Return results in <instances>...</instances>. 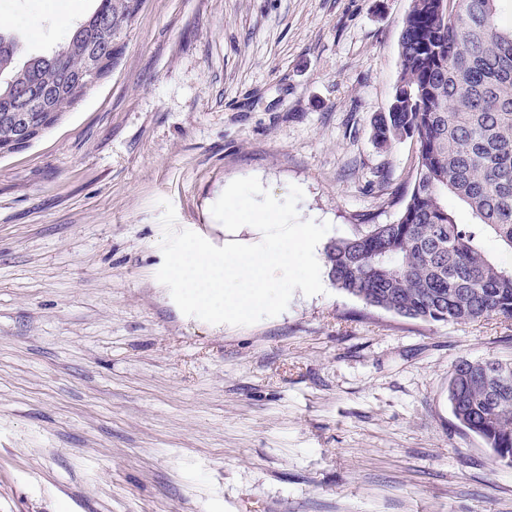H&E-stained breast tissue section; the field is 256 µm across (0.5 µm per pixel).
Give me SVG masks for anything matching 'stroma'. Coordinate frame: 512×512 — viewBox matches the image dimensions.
I'll return each instance as SVG.
<instances>
[{"mask_svg":"<svg viewBox=\"0 0 512 512\" xmlns=\"http://www.w3.org/2000/svg\"><path fill=\"white\" fill-rule=\"evenodd\" d=\"M97 0H0L19 57ZM410 0H145L112 74L0 158V512H512V465L448 402L512 320L429 323L323 293L248 326L184 315L161 201L211 244L230 182L328 241L396 220L417 147L383 149Z\"/></svg>","mask_w":512,"mask_h":512,"instance_id":"1","label":"stroma"}]
</instances>
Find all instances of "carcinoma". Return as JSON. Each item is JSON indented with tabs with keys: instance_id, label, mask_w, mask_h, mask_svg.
Segmentation results:
<instances>
[{
	"instance_id": "carcinoma-1",
	"label": "carcinoma",
	"mask_w": 512,
	"mask_h": 512,
	"mask_svg": "<svg viewBox=\"0 0 512 512\" xmlns=\"http://www.w3.org/2000/svg\"><path fill=\"white\" fill-rule=\"evenodd\" d=\"M505 0H411L400 37V71L388 111L372 136L381 148L413 139L417 164L391 224L331 241L329 276L369 307L425 322L512 319V264L489 254L492 237L512 252V25ZM143 0H98L51 55L17 62L16 38L0 32V157L18 152L6 116L14 92H48L31 112L36 138L77 102L73 89L87 52L112 47L117 61ZM466 208L459 224L448 199ZM459 426L512 465V386L480 360H460L448 385Z\"/></svg>"
}]
</instances>
